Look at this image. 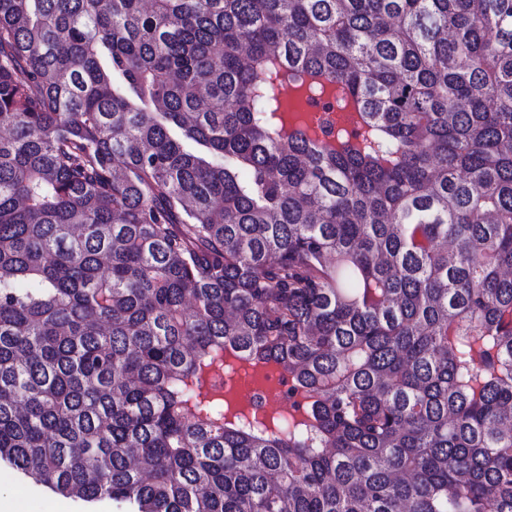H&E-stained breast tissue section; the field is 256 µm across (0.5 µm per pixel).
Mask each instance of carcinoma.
<instances>
[{"label":"carcinoma","instance_id":"cac0c4a2","mask_svg":"<svg viewBox=\"0 0 512 512\" xmlns=\"http://www.w3.org/2000/svg\"><path fill=\"white\" fill-rule=\"evenodd\" d=\"M231 357L298 401L232 410ZM1 462L512 512V0H0Z\"/></svg>","mask_w":512,"mask_h":512}]
</instances>
